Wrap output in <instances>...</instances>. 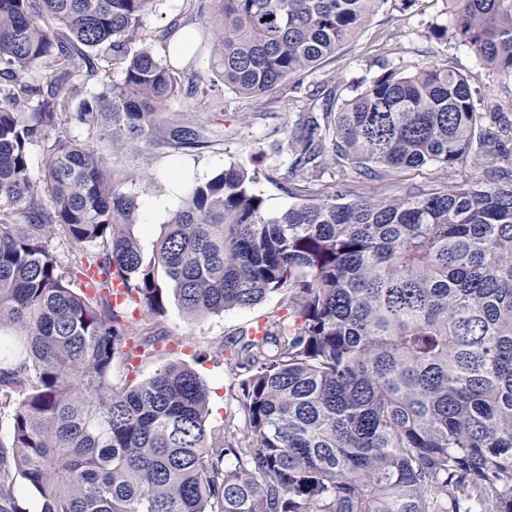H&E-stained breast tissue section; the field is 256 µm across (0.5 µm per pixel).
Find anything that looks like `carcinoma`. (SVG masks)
<instances>
[{
  "label": "carcinoma",
  "mask_w": 512,
  "mask_h": 512,
  "mask_svg": "<svg viewBox=\"0 0 512 512\" xmlns=\"http://www.w3.org/2000/svg\"><path fill=\"white\" fill-rule=\"evenodd\" d=\"M385 0H213L208 42L224 87L254 96L316 67ZM156 0H0V74L24 78L0 112V332L24 336L0 368L14 406L12 461L41 512H512V180L465 179L377 199L323 193L327 164L382 182L438 164H512L484 129L475 77L449 66L389 70L355 97L324 99L276 152L300 202L268 210L257 175L231 164L192 186L151 256L130 232L139 205L64 125L120 145L148 141L178 95L175 71L130 50ZM439 39L468 45L512 81V0H448ZM104 45L122 64L76 112L44 68ZM175 149L208 145L204 128L168 126ZM73 248L62 259L45 234ZM164 277L191 317L279 307L263 334L220 348L237 371L230 414L207 424L208 390L180 364L146 382L112 383V361L154 354L159 323L127 346L129 307L164 311ZM120 280L126 302L111 299ZM12 503L0 477V512Z\"/></svg>",
  "instance_id": "carcinoma-1"
}]
</instances>
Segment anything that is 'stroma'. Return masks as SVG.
<instances>
[{"label":"stroma","mask_w":512,"mask_h":512,"mask_svg":"<svg viewBox=\"0 0 512 512\" xmlns=\"http://www.w3.org/2000/svg\"><path fill=\"white\" fill-rule=\"evenodd\" d=\"M197 6L198 0H157L154 11L143 21L140 45L149 47L157 58L169 59L170 40L164 31L170 24H178L196 38L209 26V17L200 16ZM447 22L446 0H385L352 41L305 73L301 86L286 96L273 93L249 97L228 90L206 46L200 47L193 58L177 62L181 93L170 104L167 118L202 124L208 147L174 149L158 135L135 150L115 149L110 140L95 136L88 140L123 190L138 198L141 222L134 233L143 252L151 253L162 224L189 186L208 181L234 163L257 172L255 189L265 197L270 210L282 211L296 204L295 183L286 180V164L272 152L271 144L286 138L309 111L311 94L330 93L343 100L352 96L354 85L368 84L386 70L447 64L474 76V98L487 127L495 131L512 128V83L488 75L467 46L453 39L435 38L433 27ZM92 59L96 70L91 74L84 72L82 59L72 61L73 68L81 72L82 94L70 98L67 111H76L81 97L95 93L105 78L116 81L122 76L111 49L96 50ZM497 166L492 158L478 170H446L429 164L388 180L384 192L389 196L432 192L465 178L487 185L492 183ZM278 304V296L271 295L251 308L193 318L182 311L174 296H167L161 317L166 339L158 344L155 357L142 363L133 375L127 374L121 359H114L112 380L138 384L163 365H186L209 390L208 424H222L226 413L237 408L230 389L236 386L238 377L225 363L220 347L239 330L256 325Z\"/></svg>","instance_id":"obj_1"}]
</instances>
